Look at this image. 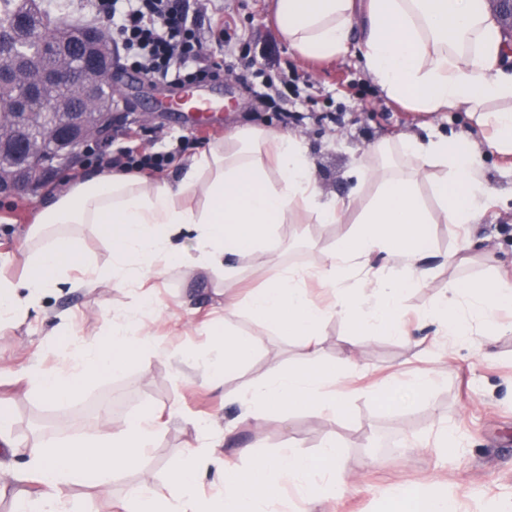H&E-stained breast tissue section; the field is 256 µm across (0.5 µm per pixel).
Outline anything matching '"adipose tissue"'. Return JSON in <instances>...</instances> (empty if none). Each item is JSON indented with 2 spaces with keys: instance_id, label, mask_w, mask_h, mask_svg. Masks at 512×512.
Segmentation results:
<instances>
[{
  "instance_id": "adipose-tissue-1",
  "label": "adipose tissue",
  "mask_w": 512,
  "mask_h": 512,
  "mask_svg": "<svg viewBox=\"0 0 512 512\" xmlns=\"http://www.w3.org/2000/svg\"><path fill=\"white\" fill-rule=\"evenodd\" d=\"M279 31L289 48L305 59H333L357 42L366 75L387 98L424 115L462 110L474 119L480 139L448 138L432 123L423 134H409L370 146L367 162L351 176L356 184L377 179L378 193L365 208L355 197L322 198L311 174L303 140L274 129L244 127L196 158L180 180H155L139 171L97 173L66 193L47 199L21 247L26 268L17 280L0 275V328L23 322L38 295L55 287L65 272L82 269L71 287L86 288L105 278L121 288H141L144 272L158 261L223 276L232 282L236 258L267 250L277 228L306 215L316 224H348L352 231L326 254L317 270L324 285H335L342 271L387 255L396 265L373 274V296L362 302L339 294L336 306L346 319L405 335L401 298L424 285L431 274L419 245L428 223L418 183L433 169L443 175L435 190L445 223H478L479 202L487 194L481 174V146L512 156V72L500 68L502 38L486 0H275ZM95 227L112 252L106 270L92 268L85 257L78 226ZM195 233V252L183 251L175 238ZM512 301V282L489 278L449 288L436 311L426 314L439 331L460 339L471 334L465 321L448 320L449 311L468 304L477 320H487L496 305ZM252 315L297 337L301 357L317 362L316 334L326 317L311 302L305 277L296 269L271 268L265 287L247 301ZM153 302L118 312L110 320L107 341L95 348L74 342L63 364L44 368L32 360L9 373L8 384L44 400L62 403L105 374L125 369L141 352L157 349L144 319ZM219 354L204 361L211 387L224 374L247 363L254 344L232 332L218 334ZM238 423L259 420L269 405L305 403L331 411L335 398L318 378L295 369L248 383L238 394ZM159 431L153 411L124 422L117 430L79 441L46 438L27 445L28 471L23 482L35 492L14 493V512H82L69 495L72 485L94 478L111 484L118 472L137 467ZM218 444L202 438L189 446L173 469L165 493L139 483L127 491L130 512H268L272 492L291 484L307 500L335 495L341 454L335 442L317 455L280 449L275 459L241 449L250 461L248 478L217 454ZM219 466L224 486L206 498L197 482L204 464ZM398 512H455L447 496L423 484L400 489Z\"/></svg>"
}]
</instances>
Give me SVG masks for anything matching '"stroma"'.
I'll use <instances>...</instances> for the list:
<instances>
[{"label": "stroma", "mask_w": 512, "mask_h": 512, "mask_svg": "<svg viewBox=\"0 0 512 512\" xmlns=\"http://www.w3.org/2000/svg\"><path fill=\"white\" fill-rule=\"evenodd\" d=\"M271 4L211 0L207 17L223 15L232 23L231 42L217 49L226 62L242 66L240 50L248 44L265 77L287 76L293 122H281L259 100V79L226 75L206 84L224 102L221 128H193L160 108L168 84L123 67L112 83L120 91L119 111L130 118L114 123L96 148L114 153L127 146L146 153L177 151L176 161L163 173L173 181L195 156L237 128H272L304 140L323 197L347 196L351 182L346 172L364 161L368 146L416 131L423 116L383 97L362 69L357 44L331 60L299 57L282 39ZM79 164L75 158L41 172L27 193L0 194V274L22 277L18 249L40 205L69 187L68 176ZM483 177L501 197L500 206L490 208L476 224L438 220L424 227L421 247L429 254L432 271L426 286L409 290L403 298L401 319L409 336L357 325L333 312L337 290L371 299L365 271L345 270L332 288L314 278L326 252L350 233V225L286 224L270 252L239 258L242 282L233 292L239 304L236 314H225L224 288L212 275L172 265L150 270L146 276L154 308L147 324L160 352L140 354L123 372L102 376L62 404L0 383V400L13 416V440L92 437L150 409L168 422L141 464L111 485L87 480L74 485L71 494L83 512H121L119 503L129 487L141 482L163 486L187 446L196 443V422L235 418L239 408L233 396L249 380L289 367L312 371V364L300 361L293 337L252 317L245 306L249 291L263 287L277 264L307 271L311 300L328 312L318 340L322 366L335 368L339 375L325 385L335 393L338 407L332 413L309 404L271 409L259 424L241 426L225 441L221 455L244 472L249 462L239 458V449L250 447L271 459L285 446L314 454L327 439H335L342 457L336 496L310 504L285 483L275 492L280 512H393L399 489L428 482L453 499L458 512H499L500 505L512 502V333L498 334L477 322L471 343L460 344L421 318L450 286L497 274L512 278V158L487 154ZM139 299L138 289L106 281L87 288L63 282L45 290L22 324L0 332V371H18L34 358L46 368L57 366L73 338L89 346L103 342L113 311ZM174 325L179 328L175 335L169 332ZM226 328L257 340L258 347L214 391L205 382L203 363L215 355V333ZM51 329L58 332L54 347L43 341ZM420 373L437 378L423 398L389 405L376 400V392L389 383L404 384ZM445 426L456 440L441 451L434 441Z\"/></svg>", "instance_id": "stroma-1"}]
</instances>
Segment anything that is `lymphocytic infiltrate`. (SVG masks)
Returning <instances> with one entry per match:
<instances>
[{"label": "lymphocytic infiltrate", "mask_w": 512, "mask_h": 512, "mask_svg": "<svg viewBox=\"0 0 512 512\" xmlns=\"http://www.w3.org/2000/svg\"><path fill=\"white\" fill-rule=\"evenodd\" d=\"M92 13L107 22L112 44L127 65L147 77L173 84H198L224 69L209 50L210 34L198 17L203 0H89ZM175 154H147L128 148L115 155L88 149L84 165L100 170L161 172Z\"/></svg>", "instance_id": "obj_1"}]
</instances>
